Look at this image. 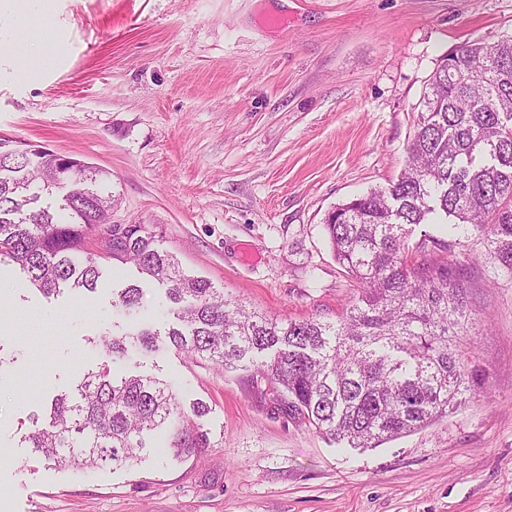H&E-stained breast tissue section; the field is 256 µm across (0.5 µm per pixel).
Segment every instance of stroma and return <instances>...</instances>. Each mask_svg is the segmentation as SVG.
Masks as SVG:
<instances>
[{
	"label": "stroma",
	"instance_id": "stroma-1",
	"mask_svg": "<svg viewBox=\"0 0 512 512\" xmlns=\"http://www.w3.org/2000/svg\"><path fill=\"white\" fill-rule=\"evenodd\" d=\"M512 37V0H32L0 17V139L107 171L116 224H147L182 267L278 319L335 320L356 296L328 212L398 179L444 56ZM31 70L20 78L21 70ZM461 239L468 347L488 382L448 417L338 448L270 401L255 370L175 349L109 363L207 402L197 462L52 468L21 439L107 363L94 341L133 266L45 297L0 264V512H512V276Z\"/></svg>",
	"mask_w": 512,
	"mask_h": 512
}]
</instances>
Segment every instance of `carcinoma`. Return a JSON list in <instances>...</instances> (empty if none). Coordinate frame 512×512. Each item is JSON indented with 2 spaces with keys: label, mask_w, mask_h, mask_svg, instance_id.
<instances>
[{
  "label": "carcinoma",
  "mask_w": 512,
  "mask_h": 512,
  "mask_svg": "<svg viewBox=\"0 0 512 512\" xmlns=\"http://www.w3.org/2000/svg\"><path fill=\"white\" fill-rule=\"evenodd\" d=\"M108 180L92 166L77 170L53 152L0 141V263L18 265L47 296L94 292L101 269L89 245L102 239L105 259L163 287L173 318L163 328L143 323L141 285L117 290L112 306L129 324L96 340L106 356L171 346L226 369L246 362L290 417L338 444L376 448L448 416L485 382L464 347L468 276L444 259L410 261L408 236L432 223L456 238L473 233L484 258L512 275V38L445 56L401 177L328 213L336 260L359 284L334 322L274 321L224 299L180 268L153 227L110 223ZM63 188L57 208L37 206ZM209 412L202 401L185 409L163 380H117L104 365L54 396L22 441L52 466L83 471L137 465L161 430L173 459L198 461L211 447L201 423Z\"/></svg>",
  "instance_id": "carcinoma-1"
}]
</instances>
